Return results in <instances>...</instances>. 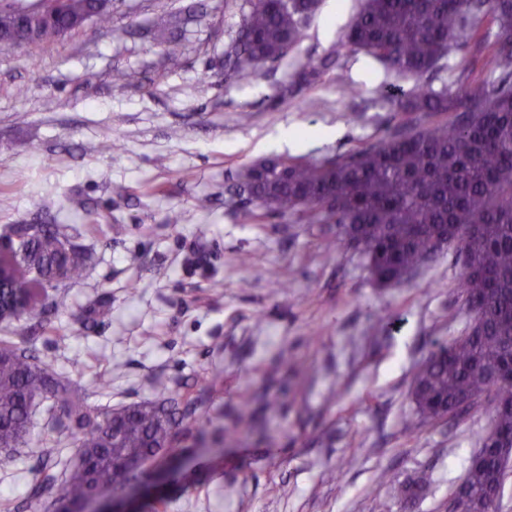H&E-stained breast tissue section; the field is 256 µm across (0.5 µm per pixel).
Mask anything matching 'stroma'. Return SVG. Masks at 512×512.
<instances>
[{"instance_id":"1","label":"stroma","mask_w":512,"mask_h":512,"mask_svg":"<svg viewBox=\"0 0 512 512\" xmlns=\"http://www.w3.org/2000/svg\"><path fill=\"white\" fill-rule=\"evenodd\" d=\"M242 3L112 0L107 22L0 48V227L40 221L47 199L58 223L103 227L83 239L94 253L83 277L54 292L37 352L95 407L154 399L159 378L192 393L210 439L249 422L218 450L180 435L145 466L160 512H446L491 408L411 433L404 424L417 366L472 321L454 252L379 288L358 251H327L335 225L290 212L247 224L231 194L280 128L300 134L294 155L321 158L400 122L363 55L343 51L316 83L294 82L363 0H321L284 59L234 80L225 53ZM119 71L137 78L115 81ZM99 305L104 315L87 320ZM387 471L427 474L426 496L403 504ZM35 476L23 458L0 461V512Z\"/></svg>"}]
</instances>
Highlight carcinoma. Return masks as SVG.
Returning <instances> with one entry per match:
<instances>
[{
	"instance_id": "1",
	"label": "carcinoma",
	"mask_w": 512,
	"mask_h": 512,
	"mask_svg": "<svg viewBox=\"0 0 512 512\" xmlns=\"http://www.w3.org/2000/svg\"><path fill=\"white\" fill-rule=\"evenodd\" d=\"M236 39L226 54L227 78H248L290 52L302 39L319 0H245ZM98 15L99 0H66L59 18ZM15 30L10 0H0V28ZM474 48L491 80L461 74L434 89L416 84L406 94L397 78L421 77L454 51ZM362 52L384 73L382 93L407 114L452 121L418 127L410 120L386 137L334 157L275 156L256 161L238 176L256 207L241 216L260 224L290 210L307 223L339 225L337 247L359 251L380 288L403 283L425 258L452 249L460 265L461 301L472 323L417 368L411 398L422 422H451L492 396L490 449L470 459L467 476L452 490L462 512H498L508 469L494 448L512 457V0H364L339 46L300 65L308 82L337 65L341 49ZM44 205L40 224H8L0 230V450L27 448L44 477L26 493L28 507L43 512H83L89 499L117 493L138 478L143 459L173 448L177 430L195 408L163 380L157 402L121 409L91 407L82 387L41 360L33 328L45 323L48 295L82 277L90 255L71 242L73 227L56 223ZM50 403L62 413L57 432L72 440L74 456L62 487L54 489L55 459L44 443L28 440L32 408ZM421 475L395 486L405 503L423 497Z\"/></svg>"
}]
</instances>
